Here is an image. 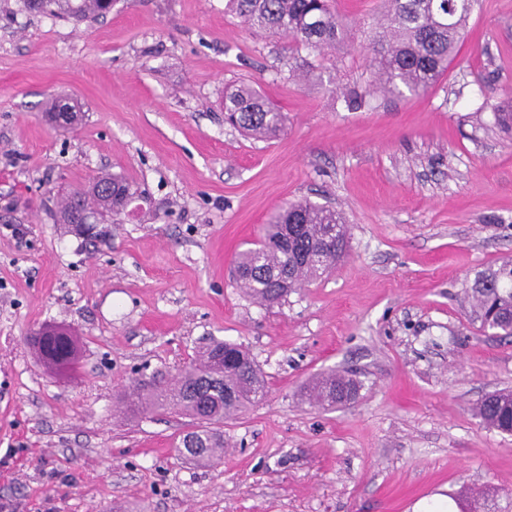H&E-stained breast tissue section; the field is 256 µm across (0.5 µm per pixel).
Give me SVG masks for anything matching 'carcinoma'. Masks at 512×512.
I'll return each mask as SVG.
<instances>
[{
  "label": "carcinoma",
  "instance_id": "carcinoma-1",
  "mask_svg": "<svg viewBox=\"0 0 512 512\" xmlns=\"http://www.w3.org/2000/svg\"><path fill=\"white\" fill-rule=\"evenodd\" d=\"M478 0H384V23L368 44L374 78L389 92L428 91L448 72ZM33 12L67 16L77 21L97 19L112 7L111 0H23ZM225 11L251 29L283 34L311 51H322L343 38V21L331 0H225ZM227 122L255 139H270L282 129L284 117L250 85L224 94ZM48 113L58 122L76 121L75 107L57 101ZM112 184V198L103 196V184ZM134 197L120 175L104 174L70 195L60 217L73 224L84 213L100 217L122 213ZM347 251L344 219L335 209L309 201L288 204L272 217L255 248L238 254L236 281L244 293L265 305L278 304L336 266ZM475 313L481 325L512 336V262L490 269L475 279ZM34 349L45 362L73 364L76 347L68 333L52 328ZM361 384L351 376L330 372L313 378L298 391L301 402L321 409L355 399ZM266 395L263 376L241 346L215 342L202 351L174 383L128 400L143 410H174L197 420L194 430L180 437L178 451L197 462H213L224 437L211 425L224 421ZM476 415L488 427L512 433V392L485 397Z\"/></svg>",
  "mask_w": 512,
  "mask_h": 512
}]
</instances>
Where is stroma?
<instances>
[{
    "instance_id": "obj_1",
    "label": "stroma",
    "mask_w": 512,
    "mask_h": 512,
    "mask_svg": "<svg viewBox=\"0 0 512 512\" xmlns=\"http://www.w3.org/2000/svg\"><path fill=\"white\" fill-rule=\"evenodd\" d=\"M225 0H115L94 21L0 0V512H461L467 486L512 512V434L478 402L512 390V336L483 329L476 276L512 254V0H479L435 89L368 87L382 0H332L347 37L318 54L244 26ZM254 86L283 112L270 140L224 122ZM359 88L347 110L336 91ZM57 98L73 128L51 125ZM138 194L95 236L61 198L98 173ZM307 200L343 213L349 249L263 306L233 277L270 217ZM68 329L74 369L27 341ZM214 341L243 346L267 394L218 424L212 464L179 455L195 420L126 411ZM355 372V402L298 390Z\"/></svg>"
}]
</instances>
